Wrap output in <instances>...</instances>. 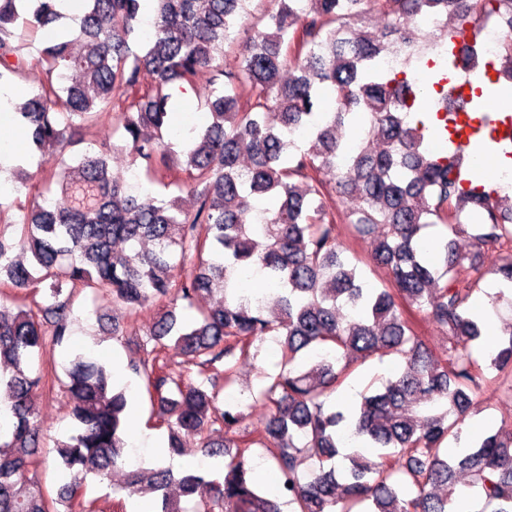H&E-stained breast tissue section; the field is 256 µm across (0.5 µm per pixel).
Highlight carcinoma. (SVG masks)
I'll use <instances>...</instances> for the list:
<instances>
[{
    "label": "carcinoma",
    "instance_id": "obj_1",
    "mask_svg": "<svg viewBox=\"0 0 512 512\" xmlns=\"http://www.w3.org/2000/svg\"><path fill=\"white\" fill-rule=\"evenodd\" d=\"M253 0H83L73 17L58 0H0V85L17 86L30 67L43 74L16 106L31 144L57 165L19 206L18 242L0 235V403L11 427L0 431V512H103L84 498L93 474L109 480L126 463L127 388L103 364L74 355L64 388L75 432L55 444L59 486L46 497L35 481L43 423L36 398L52 392L48 374L32 369L46 345L67 336L73 305L86 289L96 302L122 305L112 336L133 332L139 313L163 300L192 308L215 290L217 305L192 320L164 311L149 333L150 349L127 370L169 429V452L181 435L199 438L207 456H224L222 481L171 467L125 472L123 490L157 494L156 512H458L459 477L478 490L475 512H512V421L503 420L456 454L478 405L482 375L471 344L484 328L470 306L492 277L512 290V196L465 185L470 154L430 148L427 125L448 137V89L459 56L455 41L495 14L512 26V0H269L263 22L243 40L237 27ZM154 12L143 38L145 8ZM375 12L380 31L366 30ZM421 16L442 21L440 35L418 45L403 25ZM41 33L29 58L16 41L18 22ZM429 61L430 80L388 69L392 51ZM489 81L512 83V39ZM191 88L209 112L207 126L178 140L171 114L176 91ZM469 112L489 136L482 88L471 87ZM376 145L343 140L360 115ZM118 142L64 154L99 124ZM304 131L303 138L296 136ZM121 153L137 169L132 193L112 175ZM337 172L329 184L326 173ZM177 190L193 197L186 209ZM449 230L444 264L431 263L421 231ZM377 236L360 257L347 239ZM470 240L460 249L455 237ZM130 246L128 252L115 245ZM31 256H12L14 248ZM497 254L485 265V257ZM260 266L282 291L267 310L237 295L236 275ZM383 273L369 288L361 267ZM448 342L437 356L419 318ZM488 354V368L512 399V322ZM280 337L281 360L250 402L226 405L240 360ZM172 339L197 381L171 368ZM399 358L381 386H367L351 405L328 398L349 383L360 360ZM264 421L242 426L244 409ZM348 439L381 448L344 453ZM261 448L278 472L269 493L256 481L251 451Z\"/></svg>",
    "mask_w": 512,
    "mask_h": 512
}]
</instances>
